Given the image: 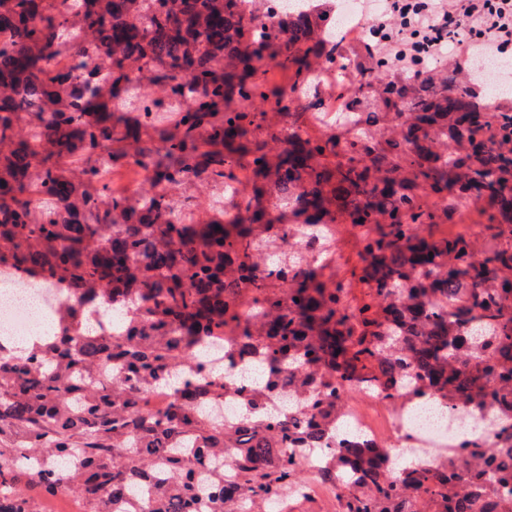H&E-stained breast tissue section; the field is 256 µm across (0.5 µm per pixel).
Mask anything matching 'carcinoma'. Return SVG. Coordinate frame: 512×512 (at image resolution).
<instances>
[{"label":"carcinoma","instance_id":"obj_1","mask_svg":"<svg viewBox=\"0 0 512 512\" xmlns=\"http://www.w3.org/2000/svg\"><path fill=\"white\" fill-rule=\"evenodd\" d=\"M238 2L0 0V30L15 33L0 49V267L69 291L42 343L22 354L0 343V512H35L23 483L115 512L152 479L155 455L169 474L127 512H283L306 487L305 448L335 447L327 470L347 512H402V500L431 512L433 498L443 512H473L512 483L498 448L475 442L466 462L420 469L345 437L336 390L301 401L325 375L404 399L411 370L436 404L480 407L497 379L512 441V113L489 111L485 91L446 68L394 75L380 43L343 46L324 3L283 0L263 22ZM61 54L83 80L49 69ZM338 57L367 76L336 84L356 109L335 114L328 138L304 137L317 97L307 80ZM271 65L307 99L300 111L267 80ZM136 67L162 97L139 95L130 121L112 102L136 89ZM133 156L154 186L208 188L216 214L150 188L112 195L103 174ZM241 165L251 182L226 183ZM464 199L507 239L476 262L464 237L432 233ZM339 218L362 229L367 291L353 309L325 274L329 254L294 271L285 263L292 225L318 242ZM243 290L253 306L242 321ZM226 324L244 336L229 358L254 340L267 354L229 422L211 413L224 399L219 377L178 382L194 368L191 346ZM108 361L121 375L103 384ZM159 383L174 391L153 407ZM279 387L282 414L270 419L264 393ZM228 448L242 462L230 491ZM203 463L214 478L199 485Z\"/></svg>","mask_w":512,"mask_h":512}]
</instances>
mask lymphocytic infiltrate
I'll return each instance as SVG.
<instances>
[{
  "label": "lymphocytic infiltrate",
  "instance_id": "f902f5d3",
  "mask_svg": "<svg viewBox=\"0 0 512 512\" xmlns=\"http://www.w3.org/2000/svg\"><path fill=\"white\" fill-rule=\"evenodd\" d=\"M375 32L396 58L426 63L454 53L512 50V0H381Z\"/></svg>",
  "mask_w": 512,
  "mask_h": 512
}]
</instances>
